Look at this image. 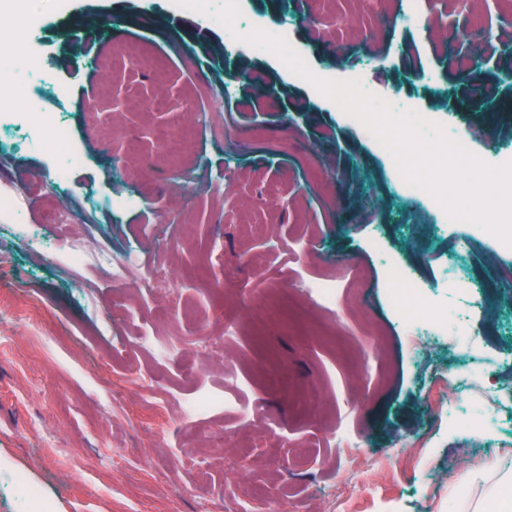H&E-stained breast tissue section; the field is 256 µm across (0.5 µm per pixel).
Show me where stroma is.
<instances>
[{
	"mask_svg": "<svg viewBox=\"0 0 512 512\" xmlns=\"http://www.w3.org/2000/svg\"><path fill=\"white\" fill-rule=\"evenodd\" d=\"M240 4L252 26L287 24L312 72L365 69L373 93L464 133L487 164L512 161V111L472 105L448 64L463 52L452 27L466 23L489 38L474 69L512 102V0H417L410 13L402 0ZM24 26L43 83L66 89L39 109L64 117L67 150L84 156L63 199L83 222L43 225L37 197L0 230V450L37 493L67 512H237L243 501L252 512H448L462 472L512 465V447L484 440L473 392L445 407L429 393L470 362L465 341L448 332L416 349L386 282L388 264L411 267L426 299L454 313L449 247H465L487 283L512 269L495 235L407 194L391 157L333 101L274 57L229 51L222 26L173 0L0 14V28ZM137 44L164 60L163 85L118 57ZM229 72L264 76L259 108L227 103L198 125ZM186 130L170 156L163 135ZM60 162L36 146L1 154L0 196L24 199L22 183ZM32 224L132 257L133 275L163 269L171 298L46 262L27 242ZM500 302L498 317L474 318L487 393L512 388V299ZM173 344L199 364L194 383ZM204 393L223 404L191 415ZM354 456L368 470L356 484Z\"/></svg>",
	"mask_w": 512,
	"mask_h": 512,
	"instance_id": "obj_1",
	"label": "stroma"
}]
</instances>
